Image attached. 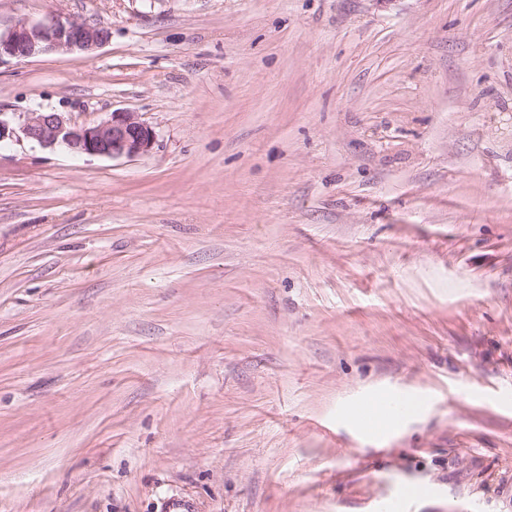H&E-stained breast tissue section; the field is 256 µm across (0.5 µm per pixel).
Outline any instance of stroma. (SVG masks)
<instances>
[{
    "label": "stroma",
    "instance_id": "35a3bbf8",
    "mask_svg": "<svg viewBox=\"0 0 512 512\" xmlns=\"http://www.w3.org/2000/svg\"><path fill=\"white\" fill-rule=\"evenodd\" d=\"M49 14L0 113L157 140L0 143V512H512V0ZM108 27L78 21H62L53 15L18 21L6 30L0 28V61L4 58H29L48 52H93L108 44ZM17 127L0 113V143L21 138L44 148H64L71 153L109 158H136L149 153L155 132L133 112L116 110L99 123L77 124L62 112H20Z\"/></svg>",
    "mask_w": 512,
    "mask_h": 512
}]
</instances>
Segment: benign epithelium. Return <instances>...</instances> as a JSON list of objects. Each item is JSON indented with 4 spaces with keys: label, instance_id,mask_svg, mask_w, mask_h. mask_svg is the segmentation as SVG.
<instances>
[{
    "label": "benign epithelium",
    "instance_id": "1",
    "mask_svg": "<svg viewBox=\"0 0 512 512\" xmlns=\"http://www.w3.org/2000/svg\"><path fill=\"white\" fill-rule=\"evenodd\" d=\"M111 38L107 27L62 21L49 14L35 22L19 21L0 30V62L53 51L89 53L108 44ZM13 137L44 148L112 159L145 155L155 144L154 130L136 113L122 110L112 111L94 124H77L61 112H21L14 127L0 113V142Z\"/></svg>",
    "mask_w": 512,
    "mask_h": 512
}]
</instances>
